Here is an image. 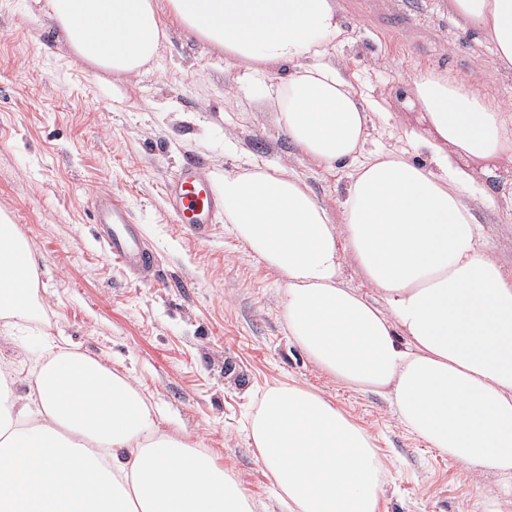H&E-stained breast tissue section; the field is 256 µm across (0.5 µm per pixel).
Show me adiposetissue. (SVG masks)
I'll return each mask as SVG.
<instances>
[{"mask_svg":"<svg viewBox=\"0 0 512 512\" xmlns=\"http://www.w3.org/2000/svg\"><path fill=\"white\" fill-rule=\"evenodd\" d=\"M190 33L250 61L290 66L267 98L299 151L349 165L333 221L305 182L249 163L225 174L224 220L282 282L291 339L343 384L381 394L412 434L512 493V269L496 260L461 195L473 163H512V110L476 81L413 79L407 148H364L370 114L333 62L335 0H167ZM512 68V0H450ZM75 55L131 74L164 34L155 0H48ZM424 147L428 165L410 158ZM353 259L375 289L344 286ZM29 246L0 227V318L30 311ZM250 438L290 512H378L385 468L370 434L312 389L268 387ZM0 512H253L239 481L161 429L130 379L44 337L30 370L0 362Z\"/></svg>","mask_w":512,"mask_h":512,"instance_id":"obj_1","label":"adipose tissue"}]
</instances>
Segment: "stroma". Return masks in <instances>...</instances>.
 Here are the masks:
<instances>
[{
  "label": "stroma",
  "mask_w": 512,
  "mask_h": 512,
  "mask_svg": "<svg viewBox=\"0 0 512 512\" xmlns=\"http://www.w3.org/2000/svg\"><path fill=\"white\" fill-rule=\"evenodd\" d=\"M46 0H0V210L37 261L31 312L0 337V358L21 363L51 336L130 377L159 411L161 427L207 448L239 477L255 512H289L249 439L268 386L313 388L376 440L387 467L379 512H512L492 476L471 484L461 464L411 434L378 394L324 372L289 337L279 276L216 215L209 239L175 224L164 190L198 158L211 183L251 159L287 167L330 208L343 171L302 157L281 128L263 81L164 15L167 37L139 72L112 74L82 61L45 14ZM338 68L373 115L366 148L389 152L418 124L407 106L422 69L466 80L512 108V70L463 30L449 0H336ZM488 199L474 216L495 257L512 268V166L477 172ZM122 197L157 252L160 283L141 281L99 243L93 203Z\"/></svg>",
  "instance_id": "obj_1"
}]
</instances>
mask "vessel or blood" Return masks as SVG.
<instances>
[{"label":"vessel or blood","instance_id":"obj_1","mask_svg":"<svg viewBox=\"0 0 512 512\" xmlns=\"http://www.w3.org/2000/svg\"><path fill=\"white\" fill-rule=\"evenodd\" d=\"M170 212L183 224L189 235L207 236L211 219L224 208L209 187L202 163L185 166L166 192ZM95 222L101 228L100 240L107 253L121 267L141 278H161L159 260L147 244L139 225L133 224L124 200L115 196L96 198Z\"/></svg>","mask_w":512,"mask_h":512}]
</instances>
